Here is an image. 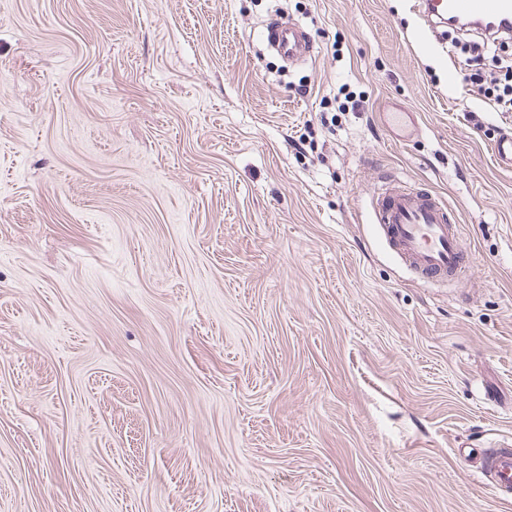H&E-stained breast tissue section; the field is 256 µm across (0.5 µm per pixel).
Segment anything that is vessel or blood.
Listing matches in <instances>:
<instances>
[{
    "mask_svg": "<svg viewBox=\"0 0 512 512\" xmlns=\"http://www.w3.org/2000/svg\"><path fill=\"white\" fill-rule=\"evenodd\" d=\"M424 21L485 19L499 29L512 27V0H425ZM268 45L283 61L308 60L313 43L294 22H270L265 28ZM375 222L381 238L428 284L460 283L472 270L463 244V231L450 206L434 193L388 177L375 197ZM487 469L503 490L512 489V448L483 451Z\"/></svg>",
    "mask_w": 512,
    "mask_h": 512,
    "instance_id": "b4317fda",
    "label": "vessel or blood"
}]
</instances>
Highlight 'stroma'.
<instances>
[{
	"label": "stroma",
	"mask_w": 512,
	"mask_h": 512,
	"mask_svg": "<svg viewBox=\"0 0 512 512\" xmlns=\"http://www.w3.org/2000/svg\"><path fill=\"white\" fill-rule=\"evenodd\" d=\"M416 3L0 0V512H512L463 455L512 444V112ZM264 34L268 45L287 63L306 61L313 55V43L297 23L272 21ZM375 197L374 224L381 238L428 284L460 283L472 270L462 225L434 193L384 176Z\"/></svg>",
	"instance_id": "1"
}]
</instances>
